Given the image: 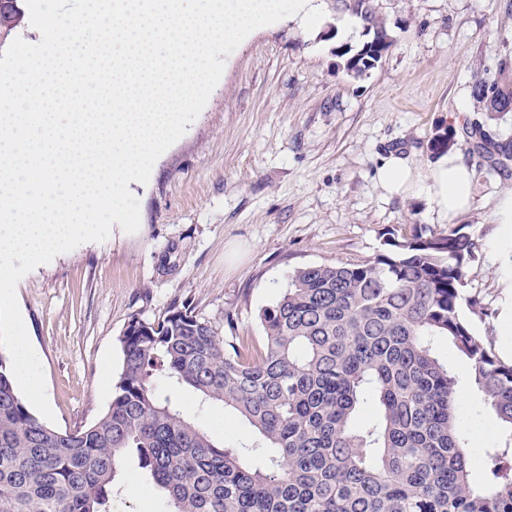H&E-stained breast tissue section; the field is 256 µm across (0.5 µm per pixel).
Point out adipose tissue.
I'll return each instance as SVG.
<instances>
[{
    "label": "adipose tissue",
    "instance_id": "ef3b65f1",
    "mask_svg": "<svg viewBox=\"0 0 512 512\" xmlns=\"http://www.w3.org/2000/svg\"><path fill=\"white\" fill-rule=\"evenodd\" d=\"M473 179L470 165L457 153L442 155L432 161L427 181L421 185L416 183L402 158L389 157L377 170V180L385 192L400 195L421 189L436 213L444 219L454 218L469 208Z\"/></svg>",
    "mask_w": 512,
    "mask_h": 512
}]
</instances>
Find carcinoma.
<instances>
[{
	"mask_svg": "<svg viewBox=\"0 0 512 512\" xmlns=\"http://www.w3.org/2000/svg\"><path fill=\"white\" fill-rule=\"evenodd\" d=\"M23 0L0 5V32L24 25ZM345 10L367 40L344 68L357 74L393 46L379 0ZM507 62L471 87L482 111L512 112ZM470 154L507 168L512 137L466 122ZM458 146L439 127L433 154ZM477 242L465 227H425L360 263L309 265L260 314L261 348L224 345L187 308L161 321L132 317L119 338L122 371L107 410L60 432L35 417L0 351V512H112L134 455L165 512H512V358L472 332L462 306ZM446 340L469 386L503 425L482 449L485 479L457 414L460 380L437 353ZM191 390L247 421L257 443L226 447L159 389ZM363 405L372 419L359 422Z\"/></svg>",
	"mask_w": 512,
	"mask_h": 512,
	"instance_id": "1",
	"label": "carcinoma"
}]
</instances>
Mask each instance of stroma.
I'll use <instances>...</instances> for the list:
<instances>
[{
	"label": "stroma",
	"mask_w": 512,
	"mask_h": 512,
	"mask_svg": "<svg viewBox=\"0 0 512 512\" xmlns=\"http://www.w3.org/2000/svg\"><path fill=\"white\" fill-rule=\"evenodd\" d=\"M324 23L312 36L297 22L262 28L225 59L221 78L185 134L136 183L140 227L113 226L26 274L16 297L46 378L54 426L91 423L108 407L122 370L119 338L131 317L163 319L189 307L225 342L260 346V311L307 265L372 257L389 232L469 226L479 244L467 294L484 311L470 315L475 335L512 356V224L495 221L512 194V165L484 163L472 205L441 219L427 197H388L376 170L401 156L415 177L428 175L427 143L438 126L475 117L471 86L512 64V0H381L394 44L376 67L348 73L339 46L358 47L362 26L345 31L339 0H322ZM182 407L216 442L233 447L255 435L223 406ZM460 418L472 444L498 440L493 411L469 388ZM114 512H162L134 463Z\"/></svg>",
	"instance_id": "1"
}]
</instances>
